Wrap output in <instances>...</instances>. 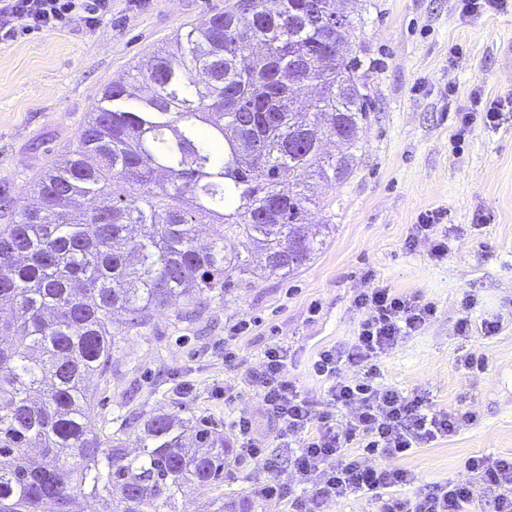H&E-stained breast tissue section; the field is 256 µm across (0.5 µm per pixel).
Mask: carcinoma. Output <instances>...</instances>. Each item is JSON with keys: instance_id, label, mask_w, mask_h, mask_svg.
<instances>
[{"instance_id": "cac0c4a2", "label": "carcinoma", "mask_w": 512, "mask_h": 512, "mask_svg": "<svg viewBox=\"0 0 512 512\" xmlns=\"http://www.w3.org/2000/svg\"><path fill=\"white\" fill-rule=\"evenodd\" d=\"M349 2L338 24L336 0H235L191 25L105 88L37 205H0V512H177L183 489L224 482L231 443L192 414L147 416L134 456L126 429L92 431L91 380L173 298L250 283L252 248L270 275L310 260L309 181L348 178L371 112ZM309 76L324 91L305 105L290 94ZM200 224L218 227L202 246Z\"/></svg>"}]
</instances>
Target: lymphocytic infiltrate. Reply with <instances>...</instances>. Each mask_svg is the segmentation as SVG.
I'll use <instances>...</instances> for the list:
<instances>
[{"instance_id": "lymphocytic-infiltrate-1", "label": "lymphocytic infiltrate", "mask_w": 512, "mask_h": 512, "mask_svg": "<svg viewBox=\"0 0 512 512\" xmlns=\"http://www.w3.org/2000/svg\"><path fill=\"white\" fill-rule=\"evenodd\" d=\"M111 13L112 0H0V37L50 31L73 19L93 30ZM354 304L366 313L355 340L321 350L314 363L316 374L330 382L328 410L316 411L289 381L287 346L272 345L262 363L245 373L283 437L299 441L291 467L303 494L293 495L275 478L262 488L263 497L289 498L294 512H323L327 501L365 491L379 492L378 512H512V457L471 456L466 463L470 480L448 481L411 502L397 495L398 488L414 482L411 471L368 466L347 453L349 442L364 437L369 447L400 459L474 419L470 412L428 409L421 398L377 383L379 359L436 316L434 303L376 287L356 295ZM337 408L348 412L343 421L334 418ZM316 422L321 425L317 431L312 428ZM480 486L493 490L491 503L477 496Z\"/></svg>"}]
</instances>
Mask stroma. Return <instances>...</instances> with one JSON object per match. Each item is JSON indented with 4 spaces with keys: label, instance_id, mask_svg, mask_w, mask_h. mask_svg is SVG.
I'll list each match as a JSON object with an SVG mask.
<instances>
[{
    "label": "stroma",
    "instance_id": "1",
    "mask_svg": "<svg viewBox=\"0 0 512 512\" xmlns=\"http://www.w3.org/2000/svg\"><path fill=\"white\" fill-rule=\"evenodd\" d=\"M227 5L112 0L96 30L70 22L0 41V198L31 202L35 180L76 143L106 86ZM354 22L373 107L353 174L318 189L322 203L308 216L316 254L294 273L221 297L177 299L140 332L117 337L107 373L94 381L99 433L132 415L189 408L232 437L234 420L249 417L276 471L238 456L219 489H185L179 512H208L220 492L252 496L255 512H291L289 502L257 492L271 475L288 478L297 443L281 438L243 374L271 344L286 345L290 380L325 411L329 382L313 363L321 349L353 341L365 317L353 299L378 286L437 306L430 323L381 357L380 384L477 416L396 462L416 476L401 496L468 479L471 456H512V0L479 17L463 15L455 0H364ZM494 102L501 116L485 123ZM463 112L473 120L460 139ZM438 210L445 217L433 234L448 238L441 257L416 228L421 214ZM465 315L474 328L462 337ZM492 318L500 328L483 336L479 325ZM471 353L481 364L463 367Z\"/></svg>",
    "mask_w": 512,
    "mask_h": 512
}]
</instances>
